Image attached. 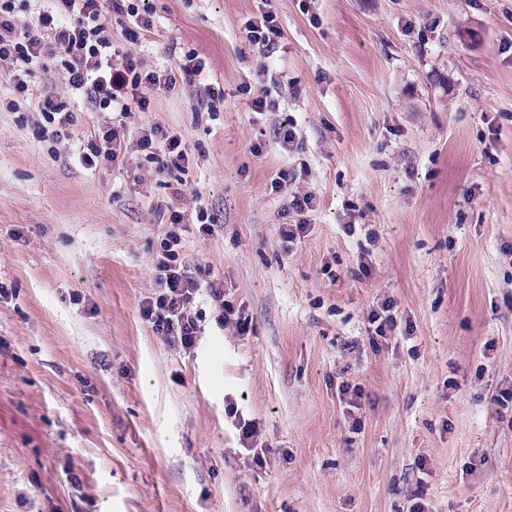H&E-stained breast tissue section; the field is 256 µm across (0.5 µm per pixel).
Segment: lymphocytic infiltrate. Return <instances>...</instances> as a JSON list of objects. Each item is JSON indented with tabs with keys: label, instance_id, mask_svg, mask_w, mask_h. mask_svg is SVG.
I'll list each match as a JSON object with an SVG mask.
<instances>
[{
	"label": "lymphocytic infiltrate",
	"instance_id": "f902f5d3",
	"mask_svg": "<svg viewBox=\"0 0 512 512\" xmlns=\"http://www.w3.org/2000/svg\"><path fill=\"white\" fill-rule=\"evenodd\" d=\"M31 0H0V72L8 76L17 108L19 100L34 97L31 78L45 61L53 60L69 90L65 97H44L40 112L45 139L57 140L71 135L76 114L70 95L81 96L93 111L103 113L145 112L150 107L149 91L174 90L178 82L192 81L200 75L205 62L198 55H185L178 70L144 69L135 55L117 51L112 42L111 14L130 17L125 29L127 42L138 43L142 32L152 29L150 12L139 11L132 0H55L54 5L33 8L26 24H19L17 8H31ZM122 125H103L97 135L80 141L74 151L77 162L86 169L119 164ZM139 151L154 163L157 176L166 178L173 172H186L189 155L179 133L158 124L143 128L136 141ZM196 220L200 236L211 235L213 223L203 204H195L193 215L170 209L169 231L163 253L157 262L155 286L140 302L143 321L170 345L188 352L197 343L201 316L197 301L209 303L214 310L217 329L234 326L239 334H247L251 321L243 305L227 300L224 282L209 267L186 269L179 251L181 232L189 220Z\"/></svg>",
	"mask_w": 512,
	"mask_h": 512
}]
</instances>
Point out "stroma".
<instances>
[{
	"label": "stroma",
	"instance_id": "1",
	"mask_svg": "<svg viewBox=\"0 0 512 512\" xmlns=\"http://www.w3.org/2000/svg\"><path fill=\"white\" fill-rule=\"evenodd\" d=\"M138 5L153 29L130 46L113 19L115 46L206 68L130 113L119 164L72 158L102 114L76 101L73 139H43L0 75V512H512V0ZM263 11L269 56L244 31ZM149 123L192 153L182 197L137 150ZM297 192L317 207L288 246ZM197 199L214 232L189 225L181 256L252 325L217 330L202 304L186 353L139 304L164 209ZM387 301L412 334L377 350ZM244 30L247 38L255 44H261L268 56L274 52L281 34L277 17L272 12H263L259 17L248 19L244 23ZM392 307V304L384 303L380 312L374 310L368 317V331L370 333L368 339L369 343L375 348L379 349L380 345L383 342L385 343L387 337L391 336L392 333H396L399 328L396 317L390 313ZM378 337L381 338V344H379ZM352 389V390H351ZM340 393L343 395H349L345 398H342L346 401L348 407H349V414L353 419L352 427L353 429L358 430L361 427L362 424V417L357 416L362 411V398L363 393L360 387L357 386H351V385H343L340 389Z\"/></svg>",
	"mask_w": 512,
	"mask_h": 512
}]
</instances>
